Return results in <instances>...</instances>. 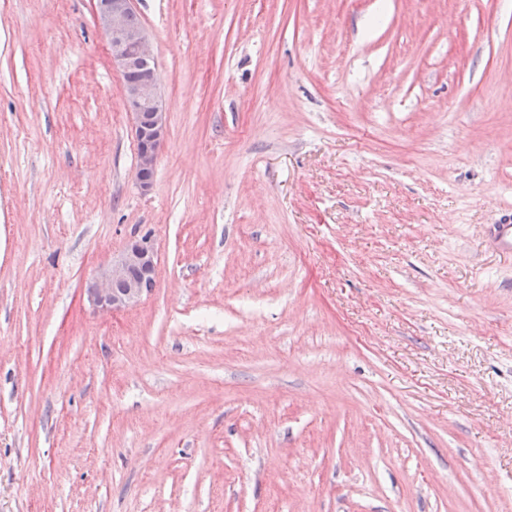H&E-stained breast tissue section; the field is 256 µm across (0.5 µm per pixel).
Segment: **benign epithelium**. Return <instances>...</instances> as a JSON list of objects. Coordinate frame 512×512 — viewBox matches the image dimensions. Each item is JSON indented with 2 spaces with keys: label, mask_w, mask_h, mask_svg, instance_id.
<instances>
[{
  "label": "benign epithelium",
  "mask_w": 512,
  "mask_h": 512,
  "mask_svg": "<svg viewBox=\"0 0 512 512\" xmlns=\"http://www.w3.org/2000/svg\"><path fill=\"white\" fill-rule=\"evenodd\" d=\"M133 0H97L99 24L108 36L112 64L121 72L136 69V81L125 85V106L132 117L137 142V180L152 187L159 152L167 137V112L157 87V64L148 36L133 27ZM157 278L154 243L149 237L131 241L86 289L89 302L101 313L137 305L150 294Z\"/></svg>",
  "instance_id": "benign-epithelium-1"
}]
</instances>
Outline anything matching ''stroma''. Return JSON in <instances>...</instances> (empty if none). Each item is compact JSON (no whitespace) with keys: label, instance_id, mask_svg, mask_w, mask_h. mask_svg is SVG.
Returning <instances> with one entry per match:
<instances>
[{"label":"stroma","instance_id":"1","mask_svg":"<svg viewBox=\"0 0 512 512\" xmlns=\"http://www.w3.org/2000/svg\"><path fill=\"white\" fill-rule=\"evenodd\" d=\"M95 3L0 0V512H512V0H134L147 192ZM490 240L495 250L502 254H512V221L509 224H491ZM157 278L154 243L149 237L131 241L112 263L102 269L86 289L89 302L101 313L137 305L150 294Z\"/></svg>","mask_w":512,"mask_h":512}]
</instances>
